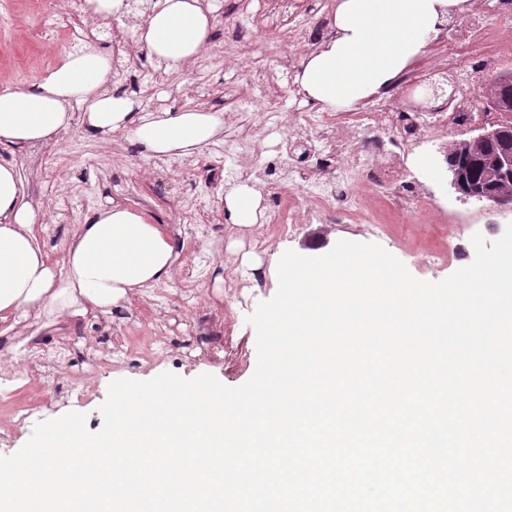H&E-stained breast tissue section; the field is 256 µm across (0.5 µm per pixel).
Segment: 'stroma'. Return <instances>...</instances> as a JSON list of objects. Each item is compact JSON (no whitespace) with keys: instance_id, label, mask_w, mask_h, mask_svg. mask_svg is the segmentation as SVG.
Here are the masks:
<instances>
[{"instance_id":"obj_1","label":"stroma","mask_w":512,"mask_h":512,"mask_svg":"<svg viewBox=\"0 0 512 512\" xmlns=\"http://www.w3.org/2000/svg\"><path fill=\"white\" fill-rule=\"evenodd\" d=\"M507 0H475L463 18L452 19L438 42L452 46L466 75L457 88L471 101H478L485 77V60L495 55L512 32L501 29L498 18ZM40 0H0V73L17 85L37 83L46 71L61 61L67 51L58 43L37 38ZM185 79L198 83L195 95L172 96L166 81H155V97L166 100L167 109L178 112L198 108L224 111L226 99L235 96L243 81L236 69L211 62L188 69ZM71 127L37 150L14 149L11 157L23 180L28 200L41 208L44 226L34 235L55 267L65 264L64 243L93 203L72 197L66 214L57 204L70 185L83 182L95 192V201L112 199L142 212L151 223L175 231L179 222L176 204L189 193L181 176L153 165L142 157L130 138L118 133L103 139L87 130L80 120L82 107H74ZM408 178L439 209L465 219L467 227L455 234L432 224H392L368 234L355 225L327 218L305 225L292 237L281 236L275 225L236 226L227 222L222 199L230 182H223L212 198L203 220L209 237L200 246L203 256L192 278L182 267L189 261V248L180 251V265L165 284L164 295L153 291L130 297L106 312L71 315L58 307L41 317H18L13 326L0 323V457L15 454L29 440L35 423L69 412L86 414L87 427L98 431L103 423L98 411L106 400L109 384L119 378L148 380L164 371L192 378L215 375L234 387L254 372L256 334L246 318L258 302L272 298L278 289L275 257L286 250L305 256H320L341 240L377 243L401 260L409 272L425 281H440L474 258L470 225H479L487 240L500 237L501 226L512 222V211L488 212L481 204L459 199L449 185L447 173L435 179L423 177L414 165L406 167ZM266 240L264 252L251 246L256 233ZM426 249L447 250L451 259L431 268L417 262ZM165 333V350L151 347L156 330ZM41 346H75L68 362L47 366V382L22 386L13 377L29 367L30 343ZM126 352L113 356L114 344ZM25 401L33 413L18 423L13 402Z\"/></svg>"}]
</instances>
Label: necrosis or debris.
Listing matches in <instances>:
<instances>
[{"mask_svg": "<svg viewBox=\"0 0 512 512\" xmlns=\"http://www.w3.org/2000/svg\"><path fill=\"white\" fill-rule=\"evenodd\" d=\"M52 23L46 35L59 37L68 45L85 41L88 36L83 0H46ZM269 17L239 15L231 23L229 44L237 49L244 85L234 99L235 111L249 112L259 133L251 141L228 140L220 151L231 159L223 172L206 168L186 172L176 157L159 158L161 167L202 182L203 189L184 197L180 205L182 238L195 246L203 237L199 220L209 207V193L221 180L246 181L260 176L267 165H275L283 180L295 186V193L281 195L280 186L267 183L266 190L278 203L266 217L281 234L293 236L303 224L313 221L343 205V219L348 224H366L374 229L386 226L389 217H405L418 223L435 212L436 206L400 176H391L382 161L391 157L394 167L404 168L406 152L418 139L438 138L443 133L467 124L470 101L457 94L448 103H437L431 112H400L390 103L373 101L357 112H290L286 105L294 92L280 67L279 55H271L264 64L250 60L246 47L252 44ZM279 134L275 149H268L264 138ZM386 186L382 207L368 203L362 185Z\"/></svg>", "mask_w": 512, "mask_h": 512, "instance_id": "4bbe7bcc", "label": "necrosis or debris"}]
</instances>
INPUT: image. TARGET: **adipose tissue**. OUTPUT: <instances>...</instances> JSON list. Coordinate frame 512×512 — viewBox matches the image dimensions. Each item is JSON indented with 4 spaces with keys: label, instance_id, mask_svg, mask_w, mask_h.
<instances>
[{
    "label": "adipose tissue",
    "instance_id": "obj_1",
    "mask_svg": "<svg viewBox=\"0 0 512 512\" xmlns=\"http://www.w3.org/2000/svg\"><path fill=\"white\" fill-rule=\"evenodd\" d=\"M468 0H334L329 34L295 78L307 100L330 112H351L383 96L430 51ZM214 25L204 0H156L134 26L138 41L179 72L204 50ZM110 50L90 43L68 54L30 87L0 83V149L37 146L67 130L73 104L85 107L94 134L127 133L144 156L190 157L219 141L224 115L197 109L140 112L130 96L109 91ZM263 197L248 183L224 197L232 223L264 215ZM39 213L26 199L16 165L0 157V321L48 308L105 310L170 279L180 254L160 224L114 202L99 204L68 240L63 271L37 243Z\"/></svg>",
    "mask_w": 512,
    "mask_h": 512
}]
</instances>
